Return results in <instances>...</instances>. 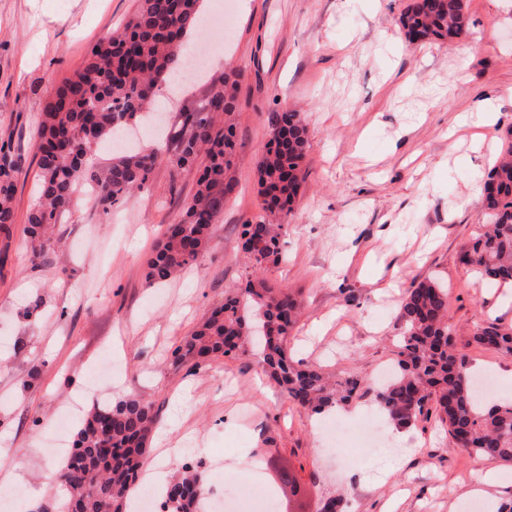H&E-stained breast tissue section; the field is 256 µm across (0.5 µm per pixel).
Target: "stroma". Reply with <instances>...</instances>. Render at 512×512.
<instances>
[{
  "mask_svg": "<svg viewBox=\"0 0 512 512\" xmlns=\"http://www.w3.org/2000/svg\"><path fill=\"white\" fill-rule=\"evenodd\" d=\"M465 3L459 37L413 43L399 25L405 0H203L205 14L224 8L228 22L188 43L214 52L180 91L164 85L158 95L172 116L241 70L236 188L204 255L151 285L146 260L193 195L197 167L176 171L158 155L136 199L106 213L75 194L46 257L34 258L24 232L45 102L138 0H0V145L21 161L16 222L0 233V453L27 451L17 470L0 472V512L52 502L56 488L43 476L63 460L51 451L63 407L73 411L71 437L93 403L129 393L157 413L146 464L198 463L214 494H246L258 465L291 512H319L337 495L347 512H462L497 462L457 448L437 418L388 435L383 453L351 447L328 457L314 415L276 389L257 354L191 369L172 352L244 287L240 238L243 224L264 215L256 164L267 117L297 112L310 141L306 177L286 219L285 258L265 273L301 303L293 358L360 377L353 405L370 410L379 371L397 360L400 302L434 278L448 289L454 339L471 369L512 393V356L473 340L479 326L512 327V302L460 261L486 221L469 195L474 166L499 156L512 131V0ZM488 105L496 123H462ZM284 471L299 493L282 485Z\"/></svg>",
  "mask_w": 512,
  "mask_h": 512,
  "instance_id": "stroma-1",
  "label": "stroma"
}]
</instances>
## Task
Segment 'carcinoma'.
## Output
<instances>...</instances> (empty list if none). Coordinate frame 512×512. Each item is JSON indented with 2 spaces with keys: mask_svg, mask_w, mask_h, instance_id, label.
I'll return each mask as SVG.
<instances>
[{
  "mask_svg": "<svg viewBox=\"0 0 512 512\" xmlns=\"http://www.w3.org/2000/svg\"><path fill=\"white\" fill-rule=\"evenodd\" d=\"M202 0H139L131 23L96 47L84 66L59 85L44 105L36 147L40 182L27 214V233L40 256L56 243L55 229L69 211L77 186L97 187L94 202L108 212L119 201L135 198L153 170L155 156L112 157L104 169L92 164L107 141L154 101L155 89L174 81L186 55V35L199 25ZM467 21L465 0H433L401 15L402 27L424 39L458 37ZM241 72L231 69L198 107L181 112L164 128L166 159L176 170L203 157L196 192L181 216L163 232L146 261L149 283H162L196 263L206 251L236 182L235 101ZM270 138L257 163V184L266 218L243 225L242 242L252 278L213 308L196 330L176 346L174 362L192 368L213 356L248 353L251 336L264 338L259 364L297 406L313 413L344 405L360 390V379L332 381L315 365L294 362L288 337L299 302L286 289L263 278L281 258L282 216L292 206L305 179L303 163L310 148L306 126L296 112L269 115ZM19 165L0 151V229L15 223L14 197ZM481 206L489 223L465 245L462 261L482 279L512 282V145L487 172ZM403 324L397 369L375 391V399L397 425L411 426L434 414L448 427L454 443L468 454L512 466V402L489 406L477 393L465 356L453 345L448 290L427 280L409 289L398 310ZM483 348L512 355V328L495 323L477 329ZM157 415L150 403L127 395L96 403L85 413L73 448L57 471L66 499L39 512H126L129 494L144 462ZM165 490L161 512H198L206 479L184 466Z\"/></svg>",
  "mask_w": 512,
  "mask_h": 512,
  "instance_id": "cac0c4a2",
  "label": "carcinoma"
}]
</instances>
